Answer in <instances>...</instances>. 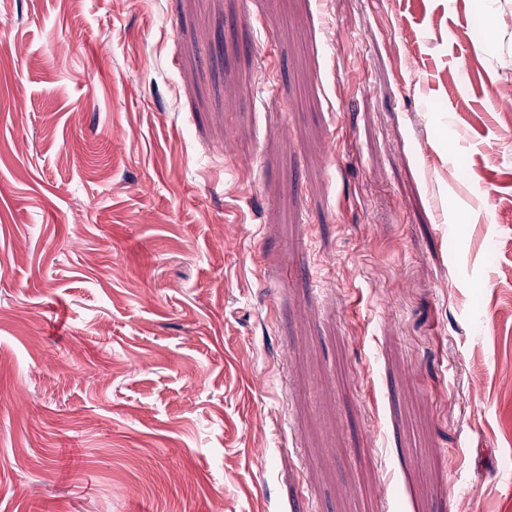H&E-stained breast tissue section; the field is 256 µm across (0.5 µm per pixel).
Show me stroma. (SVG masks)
<instances>
[{"label": "stroma", "mask_w": 512, "mask_h": 512, "mask_svg": "<svg viewBox=\"0 0 512 512\" xmlns=\"http://www.w3.org/2000/svg\"><path fill=\"white\" fill-rule=\"evenodd\" d=\"M491 83L512 0H0V512H512Z\"/></svg>", "instance_id": "35a3bbf8"}]
</instances>
